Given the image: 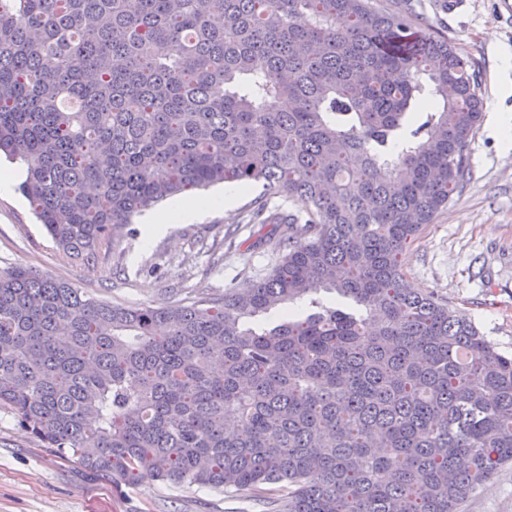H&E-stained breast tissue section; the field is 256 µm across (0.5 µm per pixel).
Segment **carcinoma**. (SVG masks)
I'll return each instance as SVG.
<instances>
[{
  "instance_id": "carcinoma-1",
  "label": "carcinoma",
  "mask_w": 512,
  "mask_h": 512,
  "mask_svg": "<svg viewBox=\"0 0 512 512\" xmlns=\"http://www.w3.org/2000/svg\"><path fill=\"white\" fill-rule=\"evenodd\" d=\"M207 2L0 0V152L89 267L217 184L305 217L258 220L281 228L268 276L163 306L0 269V405L116 487L458 512L512 463V357L404 266L469 175L475 68L368 0Z\"/></svg>"
}]
</instances>
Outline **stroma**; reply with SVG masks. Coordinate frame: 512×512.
I'll list each match as a JSON object with an SVG mask.
<instances>
[{
	"mask_svg": "<svg viewBox=\"0 0 512 512\" xmlns=\"http://www.w3.org/2000/svg\"><path fill=\"white\" fill-rule=\"evenodd\" d=\"M385 13L413 17L476 62L483 119L468 148L470 176L461 191L412 243L405 272L411 286L436 293L503 353L512 355V152L496 137L493 117L512 113V0H371ZM293 213L256 183L229 209L149 235L145 216L126 226L110 270L68 258L47 235L20 190L0 196V268L21 265L66 279L122 306L162 305L186 289L243 287L279 258L266 242L274 225L253 223L258 204ZM273 491H224L144 481L113 486L71 455L44 447L0 406V512H271ZM463 512H512V465L462 505Z\"/></svg>",
	"mask_w": 512,
	"mask_h": 512,
	"instance_id": "35a3bbf8",
	"label": "stroma"
}]
</instances>
